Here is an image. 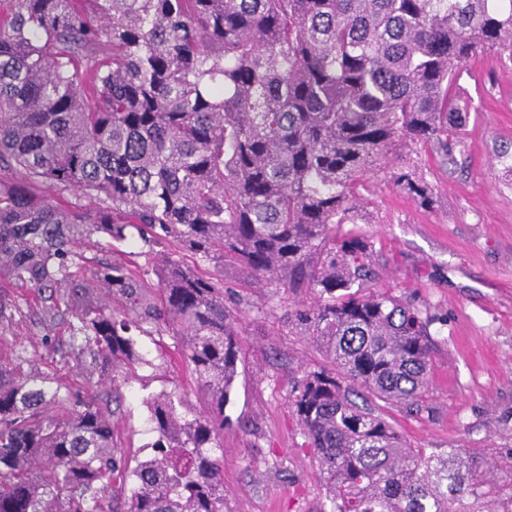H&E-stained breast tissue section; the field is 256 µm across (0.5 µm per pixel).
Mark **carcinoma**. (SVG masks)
Returning a JSON list of instances; mask_svg holds the SVG:
<instances>
[{"instance_id": "carcinoma-1", "label": "carcinoma", "mask_w": 512, "mask_h": 512, "mask_svg": "<svg viewBox=\"0 0 512 512\" xmlns=\"http://www.w3.org/2000/svg\"><path fill=\"white\" fill-rule=\"evenodd\" d=\"M0 12V280L50 291L31 312L0 291V325L37 317L49 357L0 359V512H224V434L240 360L224 278L156 250L229 261L269 288H307L296 312L328 365L294 378L325 512H512L489 448L429 452L352 399L413 406L445 319L371 286L373 243L343 225L393 149L448 154L464 123V60L512 59V0H7ZM420 205L434 188L400 166ZM73 190L89 208H59ZM138 256L83 274L95 235ZM154 272L157 283L148 279ZM64 324L67 350L53 331ZM167 335L207 399L146 400L156 439L130 463L112 428L117 371ZM130 495L117 498L115 489Z\"/></svg>"}]
</instances>
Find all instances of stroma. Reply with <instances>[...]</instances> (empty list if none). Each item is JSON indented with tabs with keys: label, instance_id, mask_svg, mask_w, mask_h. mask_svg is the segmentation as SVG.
<instances>
[{
	"label": "stroma",
	"instance_id": "stroma-1",
	"mask_svg": "<svg viewBox=\"0 0 512 512\" xmlns=\"http://www.w3.org/2000/svg\"><path fill=\"white\" fill-rule=\"evenodd\" d=\"M458 75L463 149L447 161L422 144L390 154L355 214L374 244L378 288L448 318L418 408L364 392L356 401L381 412L412 447L436 452L512 448V176L496 159L497 149L512 150V62L491 51L463 62ZM404 165L434 187L433 207L391 184L390 171ZM224 283L241 339L220 440L224 512H322L325 489L289 398L294 377L327 364L290 319L313 295L271 293L230 263ZM139 347L148 362L125 373L117 435L127 454L144 460L154 439L145 398L175 391L196 412L204 397L173 357L170 337L143 336Z\"/></svg>",
	"mask_w": 512,
	"mask_h": 512
}]
</instances>
